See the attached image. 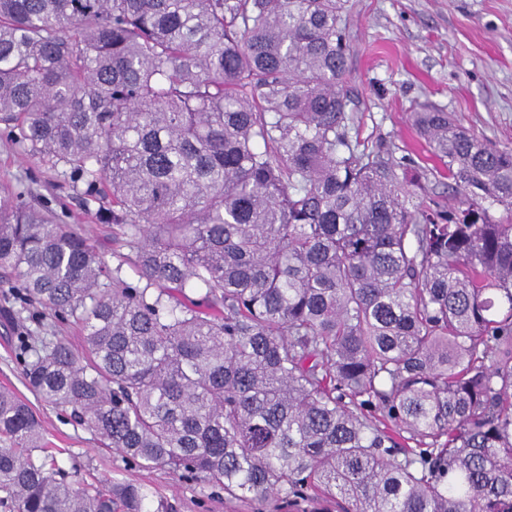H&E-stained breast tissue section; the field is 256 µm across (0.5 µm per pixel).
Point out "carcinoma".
Listing matches in <instances>:
<instances>
[{
    "label": "carcinoma",
    "mask_w": 512,
    "mask_h": 512,
    "mask_svg": "<svg viewBox=\"0 0 512 512\" xmlns=\"http://www.w3.org/2000/svg\"><path fill=\"white\" fill-rule=\"evenodd\" d=\"M346 29V0H0V124L129 249L0 204L6 285L85 331L17 337L26 384L231 498L512 512V145L413 113L456 195L409 209L426 173L350 136ZM0 436L11 512H168L58 477L8 388Z\"/></svg>",
    "instance_id": "carcinoma-1"
}]
</instances>
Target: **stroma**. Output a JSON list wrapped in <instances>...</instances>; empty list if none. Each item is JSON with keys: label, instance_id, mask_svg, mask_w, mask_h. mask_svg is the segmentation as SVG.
Listing matches in <instances>:
<instances>
[{"label": "stroma", "instance_id": "obj_1", "mask_svg": "<svg viewBox=\"0 0 512 512\" xmlns=\"http://www.w3.org/2000/svg\"><path fill=\"white\" fill-rule=\"evenodd\" d=\"M347 32L348 82L356 96L351 136L390 145L397 156L433 171L436 161L410 114L436 107L476 135L512 143V0H349ZM20 201L81 228L107 265H116L112 227L101 223L97 202L0 131V203ZM26 328L76 348L84 330L48 310L23 309L0 284V386L32 406L68 480L133 483L167 500L173 512H270L269 502L231 499L209 484L140 467L101 447L87 425L45 405L27 388L17 356V338Z\"/></svg>", "mask_w": 512, "mask_h": 512}]
</instances>
